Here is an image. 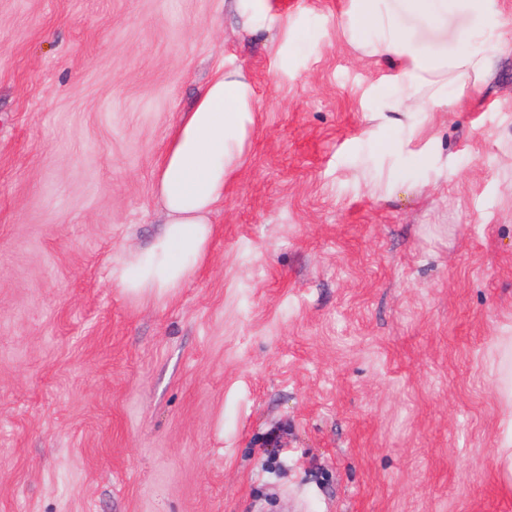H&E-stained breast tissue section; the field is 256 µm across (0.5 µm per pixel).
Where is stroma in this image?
<instances>
[{
    "instance_id": "35a3bbf8",
    "label": "stroma",
    "mask_w": 512,
    "mask_h": 512,
    "mask_svg": "<svg viewBox=\"0 0 512 512\" xmlns=\"http://www.w3.org/2000/svg\"><path fill=\"white\" fill-rule=\"evenodd\" d=\"M348 5L0 0V512H512V0L486 83L404 113ZM220 68L257 122L210 255L133 298L112 260ZM500 384L497 389L501 404V424L505 432L498 444L496 464L509 484L512 483V336H503L497 349Z\"/></svg>"
}]
</instances>
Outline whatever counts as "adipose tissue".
<instances>
[{"label":"adipose tissue","instance_id":"adipose-tissue-1","mask_svg":"<svg viewBox=\"0 0 512 512\" xmlns=\"http://www.w3.org/2000/svg\"><path fill=\"white\" fill-rule=\"evenodd\" d=\"M491 0H443L434 10L432 0H397L384 11L378 0H350L344 33L365 55L386 58L397 69V112H417L426 105H442V94L461 78L482 82L492 68L483 51L428 52L414 43L405 28L413 21L433 27L439 11L470 17L466 32L481 39L491 12ZM374 28L377 41L365 42L363 33ZM251 84L239 74H217L199 93L193 108L182 115L154 171V189L163 228L146 249L119 258L111 270L115 287L139 298L161 299L193 279L208 258L214 236V215L224 204L227 184L238 172L251 128L255 123ZM504 435L496 464L512 483V336L501 337L497 349Z\"/></svg>","mask_w":512,"mask_h":512}]
</instances>
